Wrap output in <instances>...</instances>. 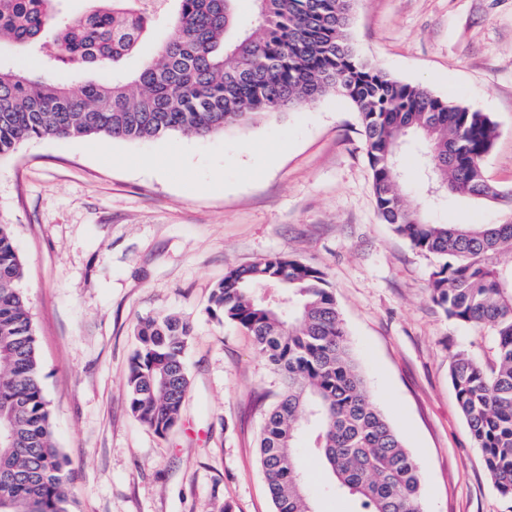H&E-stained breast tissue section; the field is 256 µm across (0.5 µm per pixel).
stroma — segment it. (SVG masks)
Returning a JSON list of instances; mask_svg holds the SVG:
<instances>
[{"mask_svg":"<svg viewBox=\"0 0 512 512\" xmlns=\"http://www.w3.org/2000/svg\"><path fill=\"white\" fill-rule=\"evenodd\" d=\"M350 42L390 77L487 113V179L512 189V0H354ZM435 224H492L447 196ZM0 224L24 265L54 438L73 512H273L258 456L278 375L243 329L207 312L227 272L270 256L320 267L372 400L414 453L423 512H512L448 377L458 350L488 364L487 331L449 320L433 255L379 217L359 113L336 92L205 137L31 140L0 157ZM194 324L182 423L130 413L140 318Z\"/></svg>","mask_w":512,"mask_h":512,"instance_id":"stroma-1","label":"stroma"}]
</instances>
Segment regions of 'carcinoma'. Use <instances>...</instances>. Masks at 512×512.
I'll use <instances>...</instances> for the list:
<instances>
[{"label":"carcinoma","mask_w":512,"mask_h":512,"mask_svg":"<svg viewBox=\"0 0 512 512\" xmlns=\"http://www.w3.org/2000/svg\"><path fill=\"white\" fill-rule=\"evenodd\" d=\"M62 0H0V44L76 81L47 82L0 68V157L34 139L207 136L255 116L314 102L329 91L361 117L382 220L418 251L439 258L429 276L446 316L486 328L495 360L459 350L448 365L458 407L496 490L512 498V190L490 183L483 163L497 130L483 113L390 78L363 61L349 38L353 0H254L256 23L238 25L237 0H93L77 17ZM172 32L156 58L128 73L120 62L154 24ZM112 65V77L92 72ZM434 191L495 205L496 224H433L405 199L402 155ZM23 265L0 224V512H72L71 472L56 447L40 378ZM267 283L288 306L269 304ZM209 313L247 330L280 376L265 414L260 465L274 512H316L296 451L323 466L326 493L357 512H422L421 471L368 394L324 272L282 256L230 271ZM194 328L175 314L141 320L127 374L131 414L159 435L181 418L190 383L185 356Z\"/></svg>","instance_id":"obj_1"}]
</instances>
